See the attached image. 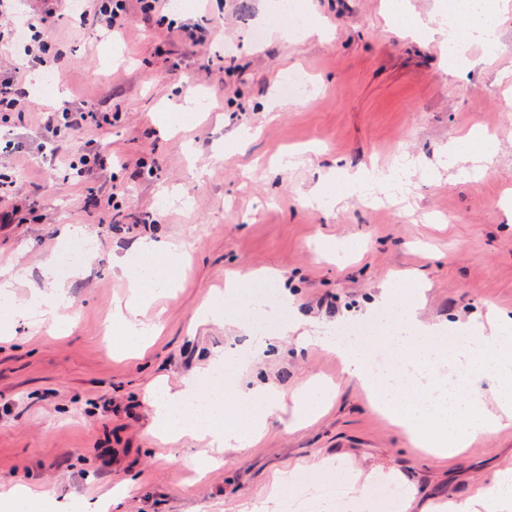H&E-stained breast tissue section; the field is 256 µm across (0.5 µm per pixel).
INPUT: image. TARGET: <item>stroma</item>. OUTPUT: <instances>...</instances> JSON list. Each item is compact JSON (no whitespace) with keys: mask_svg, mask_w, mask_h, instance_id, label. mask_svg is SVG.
Instances as JSON below:
<instances>
[{"mask_svg":"<svg viewBox=\"0 0 512 512\" xmlns=\"http://www.w3.org/2000/svg\"><path fill=\"white\" fill-rule=\"evenodd\" d=\"M298 0V17L279 0H193L175 20L206 15L205 44L160 45L156 23L131 13L106 34L80 20L68 0H29L56 14L47 32L59 58L54 82L68 106L110 116L58 144L60 155L110 153L112 166L81 181L51 158L49 95L24 100V121L0 125L19 148L9 173L23 222L0 228V269L24 270L13 301L64 287L69 326L49 332L17 320L0 341V487L106 504L108 512H249L295 473L310 482H354L358 512H434L435 505L488 486L512 469V424L459 453L428 457L403 428L372 407L335 352L278 342L248 354L252 315L226 298L235 272H271L291 300L290 322L339 327L383 314V293L419 304L422 319L472 324L488 340V310L512 317V0H497L498 51L469 48L470 64L443 57L438 27L448 0ZM303 73L302 99L284 97L279 76ZM207 99L192 121L178 113ZM494 137L475 156L465 135ZM459 155L446 163L450 139ZM408 171L405 191L365 206L356 196L331 208L309 203L314 188L342 191L347 175ZM81 225L92 252L81 269L43 276L59 263L67 227ZM170 243L176 285L139 306L157 324L142 357L113 322L126 281L112 255L142 238ZM228 314L201 322V309ZM227 356L229 368L285 398L255 445L221 450L186 434L150 431L147 390L177 384ZM390 482L398 501L374 499Z\"/></svg>","mask_w":512,"mask_h":512,"instance_id":"35a3bbf8","label":"stroma"}]
</instances>
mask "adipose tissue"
<instances>
[{"label":"adipose tissue","mask_w":512,"mask_h":512,"mask_svg":"<svg viewBox=\"0 0 512 512\" xmlns=\"http://www.w3.org/2000/svg\"><path fill=\"white\" fill-rule=\"evenodd\" d=\"M459 16L466 20L464 31L457 33L455 50L476 41L490 48L498 44V21L495 12L478 14L470 5H463ZM165 252L159 242L141 241L135 255L139 264H132L131 255L123 253L112 257V272L126 279L132 296L141 299L163 294L171 286L174 273L159 267L157 260ZM233 400L240 419L233 425L224 421V400ZM283 395L279 390L259 393L255 389L232 380L225 382L203 375L183 379L176 386H163L147 396L152 410L154 430L178 437L186 433L203 436L218 448H239L260 436L268 419L278 410ZM490 512H512V472H497L490 487L478 489L475 494L448 501V512H475L476 505ZM73 504L66 499L38 496L28 487L18 485L0 493V512H72Z\"/></svg>","instance_id":"1"}]
</instances>
